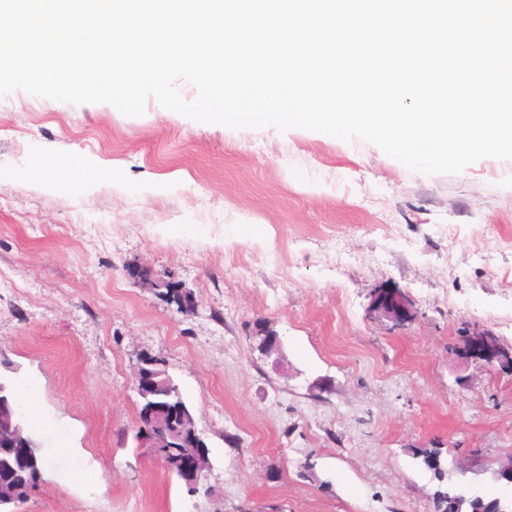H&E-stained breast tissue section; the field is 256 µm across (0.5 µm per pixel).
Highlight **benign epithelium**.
Listing matches in <instances>:
<instances>
[{
    "label": "benign epithelium",
    "mask_w": 512,
    "mask_h": 512,
    "mask_svg": "<svg viewBox=\"0 0 512 512\" xmlns=\"http://www.w3.org/2000/svg\"><path fill=\"white\" fill-rule=\"evenodd\" d=\"M370 313H380L399 322L407 313L406 299L399 291L385 293L373 300ZM476 347L484 350L483 357L490 366H512V352L498 347L492 336L484 332L470 334L466 354H473ZM157 365V359L144 356L134 371L135 389L147 405L144 413L139 416L138 438L167 468L180 466L188 470L194 477V483L198 484L205 479L209 469L207 449L197 446L183 448L187 434L198 436L195 419L158 400L164 390V381L153 370ZM12 404V391L0 385V449L8 448L14 453L27 454L34 444L25 435L24 426L13 418ZM41 482L40 471L33 477L0 478V512H13L12 507L27 498Z\"/></svg>",
    "instance_id": "1"
}]
</instances>
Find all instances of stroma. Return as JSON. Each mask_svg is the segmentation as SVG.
I'll use <instances>...</instances> for the list:
<instances>
[{
    "label": "stroma",
    "instance_id": "1",
    "mask_svg": "<svg viewBox=\"0 0 512 512\" xmlns=\"http://www.w3.org/2000/svg\"><path fill=\"white\" fill-rule=\"evenodd\" d=\"M82 156L79 191L34 168ZM193 224L196 234L179 233ZM512 159L425 175L375 145L0 98V377L34 389L43 483L17 512H436L512 495ZM170 275L178 309L136 272ZM402 325L369 314L382 290ZM277 352L257 350V325ZM208 448L198 492L137 439L142 354ZM437 451L439 470L422 450ZM105 171L83 158H73L58 168L53 175H47L41 169L34 168L30 176L40 183L65 182L76 189L83 190L95 185ZM370 313H380L393 321L400 322L407 313L406 299L399 291L384 293L373 300ZM468 336L470 337L465 351L466 355L473 354L474 347H477L478 350H484L482 357L486 359L490 366L493 367L496 366V364L500 367L510 365L512 368V352H506L498 347L495 339L491 335L484 332H475ZM458 495L461 497L460 512H499V504L503 505L505 501L499 497L487 498L476 494L463 496L456 489L448 488L447 491L438 494L439 512H448V500L457 502Z\"/></svg>",
    "mask_w": 512,
    "mask_h": 512
}]
</instances>
